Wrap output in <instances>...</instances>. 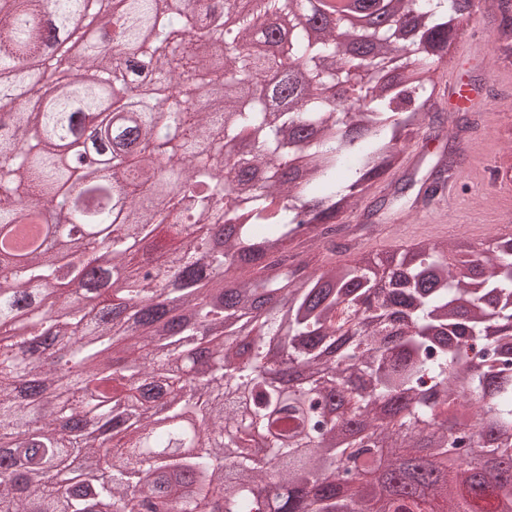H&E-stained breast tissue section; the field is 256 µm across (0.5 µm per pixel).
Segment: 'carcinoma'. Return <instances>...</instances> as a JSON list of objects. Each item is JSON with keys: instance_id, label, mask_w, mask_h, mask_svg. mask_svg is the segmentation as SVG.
<instances>
[{"instance_id": "cac0c4a2", "label": "carcinoma", "mask_w": 512, "mask_h": 512, "mask_svg": "<svg viewBox=\"0 0 512 512\" xmlns=\"http://www.w3.org/2000/svg\"><path fill=\"white\" fill-rule=\"evenodd\" d=\"M113 2L0 0V228L51 196L83 255L0 258V512H512L508 477L474 494L512 458V236L455 264L446 238L342 236L422 119L448 121L424 111L428 72L475 0H364L377 22L344 43V17L313 39L320 8L298 0H121L102 38L200 95L184 110L130 93L141 72L85 39ZM490 13L507 62L512 0ZM362 71L338 111L322 84ZM62 80L45 109L12 106ZM237 138L251 151L214 161ZM453 170L389 184L362 227L398 225ZM163 231L165 279L138 260ZM67 283L83 300L55 296Z\"/></svg>"}]
</instances>
